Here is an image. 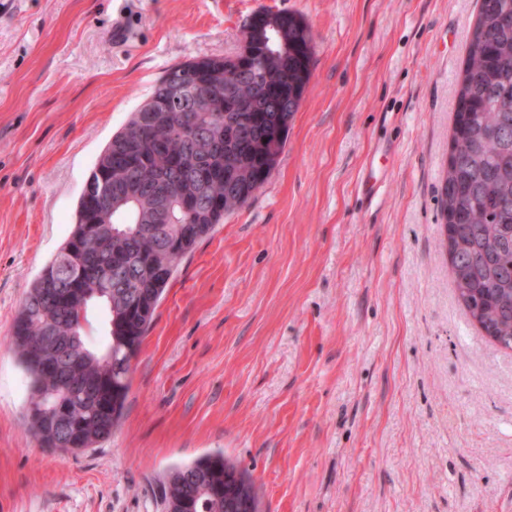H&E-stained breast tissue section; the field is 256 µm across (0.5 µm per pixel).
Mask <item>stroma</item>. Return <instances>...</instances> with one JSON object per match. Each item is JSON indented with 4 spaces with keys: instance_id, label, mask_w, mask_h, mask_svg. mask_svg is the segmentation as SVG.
I'll return each instance as SVG.
<instances>
[{
    "instance_id": "obj_1",
    "label": "stroma",
    "mask_w": 512,
    "mask_h": 512,
    "mask_svg": "<svg viewBox=\"0 0 512 512\" xmlns=\"http://www.w3.org/2000/svg\"><path fill=\"white\" fill-rule=\"evenodd\" d=\"M314 46L263 188L180 263L123 424L39 448L10 348L86 179L169 68L258 10ZM478 0H0V512H165L215 452L261 512H512V349L457 298L440 191Z\"/></svg>"
}]
</instances>
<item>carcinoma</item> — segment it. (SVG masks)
<instances>
[{
	"label": "carcinoma",
	"mask_w": 512,
	"mask_h": 512,
	"mask_svg": "<svg viewBox=\"0 0 512 512\" xmlns=\"http://www.w3.org/2000/svg\"><path fill=\"white\" fill-rule=\"evenodd\" d=\"M504 15L512 0H479L441 206L445 223L458 225L453 278L470 319L512 336V24ZM312 58L302 17L259 10L236 53L168 69L112 137L88 177L109 184L112 198L82 194L69 238L10 333L28 380L24 422L39 447L86 451L120 425L129 392L122 365L137 355L179 262L268 180ZM178 77L182 105L163 112ZM93 301L107 311L98 351L82 336ZM58 406L67 409L63 424ZM163 492L167 512H259L250 477L220 453L174 468Z\"/></svg>",
	"instance_id": "carcinoma-1"
}]
</instances>
